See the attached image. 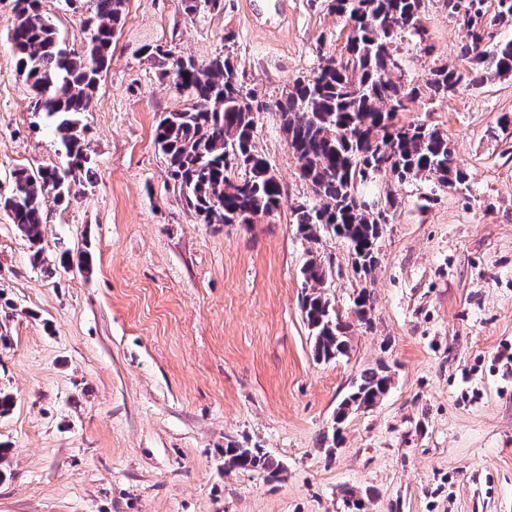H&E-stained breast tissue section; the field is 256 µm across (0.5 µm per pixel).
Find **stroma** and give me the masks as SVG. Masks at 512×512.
Here are the masks:
<instances>
[{
    "label": "stroma",
    "instance_id": "35a3bbf8",
    "mask_svg": "<svg viewBox=\"0 0 512 512\" xmlns=\"http://www.w3.org/2000/svg\"><path fill=\"white\" fill-rule=\"evenodd\" d=\"M0 0V196L12 173L66 168L59 136L31 111ZM422 22L432 53L402 46L403 68L462 67L465 33L441 0ZM324 0H283L252 19L245 0L187 17L180 0H127L112 60L84 113L91 178L70 203L46 200L45 262L0 209V512H512V76L403 118L441 128L468 186L378 174L370 197L401 204L371 275L332 235L302 239L291 209L313 202L280 130L259 113L255 144L284 205L253 224H205L182 199L155 142L184 97L143 56L167 45L208 63L232 45L249 87L273 101L340 52ZM89 266H61L62 252ZM331 266L340 313L369 288L370 324L347 355L312 352L302 266ZM387 366V395L336 411L364 369ZM340 441H333L334 433ZM259 448L275 480L224 466L227 446Z\"/></svg>",
    "mask_w": 512,
    "mask_h": 512
}]
</instances>
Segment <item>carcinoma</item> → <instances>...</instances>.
Listing matches in <instances>:
<instances>
[{
	"mask_svg": "<svg viewBox=\"0 0 512 512\" xmlns=\"http://www.w3.org/2000/svg\"><path fill=\"white\" fill-rule=\"evenodd\" d=\"M82 2L87 5L84 37L74 48L60 41L41 0H14L11 44L17 73L31 83L33 111L55 124L69 158L65 171L54 165L15 170L11 195L0 199L17 232L30 243L35 263L43 251L44 200L70 201V177L90 172L81 116L89 111L100 73L110 62L126 0ZM443 6L466 32L459 50L465 67H435L420 84L406 75L402 44L428 54L433 50L422 23L425 0H327L328 12L348 27L343 48L337 55H320L308 74L295 78L273 101L299 176L315 197L294 208L297 233L308 241L333 233L365 276L377 266L383 225L398 201L388 196L384 206L364 210L358 205L362 185L387 172L400 183L423 176L448 187L468 183L448 137L436 126L404 122L401 115L420 98L444 99L489 79L512 76V39L490 42L493 29L512 26V0H443ZM147 58L187 101L182 109L163 113L155 128V141L187 205L205 224H239L248 213L280 210L282 184L255 146L259 98L244 84L231 54L187 69L182 58L161 45L152 47ZM301 273L302 311L315 358L333 360L347 352L349 326L324 292L332 270L313 257ZM354 304L358 319L371 323L370 291L360 289ZM390 382L385 366L364 370L340 407L359 400L372 404L386 394ZM224 465L270 478L280 470L259 448H226Z\"/></svg>",
	"mask_w": 512,
	"mask_h": 512,
	"instance_id": "cac0c4a2",
	"label": "carcinoma"
}]
</instances>
